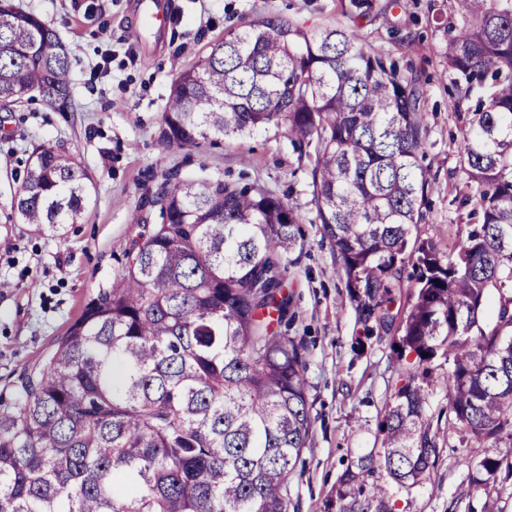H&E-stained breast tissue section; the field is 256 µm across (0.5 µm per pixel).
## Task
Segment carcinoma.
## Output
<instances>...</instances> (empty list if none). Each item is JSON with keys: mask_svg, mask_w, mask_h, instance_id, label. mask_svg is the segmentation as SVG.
Here are the masks:
<instances>
[{"mask_svg": "<svg viewBox=\"0 0 512 512\" xmlns=\"http://www.w3.org/2000/svg\"><path fill=\"white\" fill-rule=\"evenodd\" d=\"M306 30L258 16L178 73L162 137L180 148L285 128L311 148L316 221L345 277L365 334L388 332L401 308L405 265L417 289L399 331L407 372L378 425L384 467L401 487L427 479L444 433L463 449L468 481L448 502L501 512L494 483L512 477V0H461L448 70L479 93L461 131V201L475 191L478 222L456 254L410 237L425 223L429 179L418 161L427 127L417 79L365 47L354 23ZM35 91L70 92V59L42 18L0 0V109ZM88 175L52 147L33 152L16 211L58 231L78 223ZM162 221L142 224L112 284L100 288L44 365L0 409V512H288L289 476L313 421L306 346L288 335L294 314L285 257L305 217L259 184L167 181ZM494 321L483 322L491 293ZM448 370L430 381L429 364ZM448 409L429 415V387ZM348 468L336 512H387L385 488Z\"/></svg>", "mask_w": 512, "mask_h": 512, "instance_id": "obj_1", "label": "carcinoma"}]
</instances>
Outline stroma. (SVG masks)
Instances as JSON below:
<instances>
[{
    "mask_svg": "<svg viewBox=\"0 0 512 512\" xmlns=\"http://www.w3.org/2000/svg\"><path fill=\"white\" fill-rule=\"evenodd\" d=\"M138 0H15L52 24L70 51V98L51 105L33 97L17 112L0 111V404L10 405L20 379L38 371L89 297L109 286L124 261L132 214L159 221L156 196L167 176L255 182L305 217L290 254L296 315L291 335L304 337L310 385V443L291 474L289 512H336L339 478L358 457L383 456L378 424L399 384L398 331L361 333L333 251L314 224L310 161L286 130L257 129L233 142L195 148L168 145L161 114L179 69L195 65L233 25L256 16L306 28L342 20L349 0H163L170 18L148 33ZM358 30L371 48L413 71L425 98L428 128L422 161L430 188L423 239L450 253L465 236L471 205L457 198L460 131L465 111L445 57L462 25L459 0H371ZM65 152L92 182L76 224L58 233L20 223L15 201L32 151ZM457 435L441 441L427 480L404 490L384 468L364 486L387 490L390 512H447L467 475Z\"/></svg>",
    "mask_w": 512,
    "mask_h": 512,
    "instance_id": "1",
    "label": "stroma"
}]
</instances>
